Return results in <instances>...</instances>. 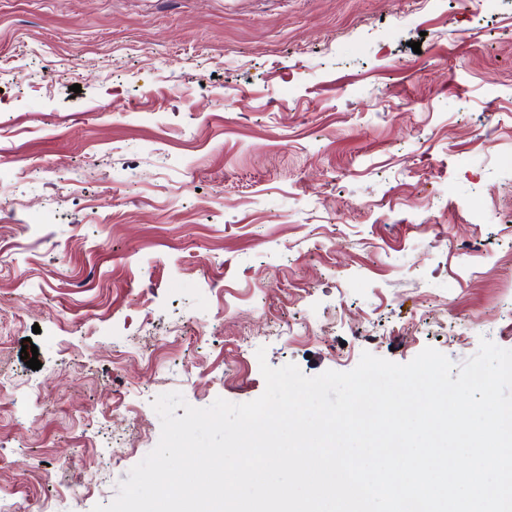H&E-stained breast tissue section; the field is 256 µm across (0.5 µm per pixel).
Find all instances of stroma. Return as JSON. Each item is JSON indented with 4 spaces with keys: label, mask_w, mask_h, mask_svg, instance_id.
Returning a JSON list of instances; mask_svg holds the SVG:
<instances>
[{
    "label": "stroma",
    "mask_w": 512,
    "mask_h": 512,
    "mask_svg": "<svg viewBox=\"0 0 512 512\" xmlns=\"http://www.w3.org/2000/svg\"><path fill=\"white\" fill-rule=\"evenodd\" d=\"M1 196L0 498L92 512L258 349H512V0H0Z\"/></svg>",
    "instance_id": "35a3bbf8"
}]
</instances>
